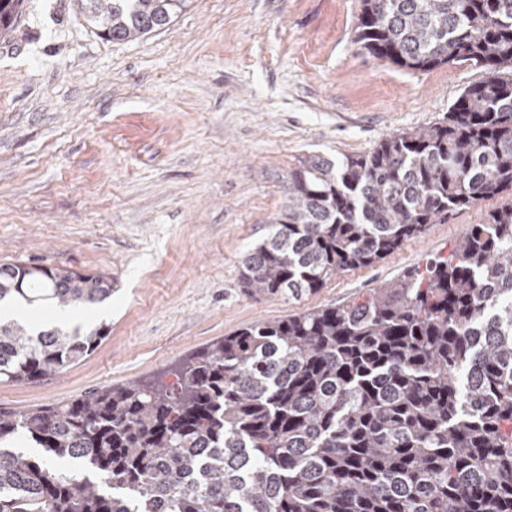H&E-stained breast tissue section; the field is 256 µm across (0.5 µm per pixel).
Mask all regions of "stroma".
I'll use <instances>...</instances> for the list:
<instances>
[{
	"label": "stroma",
	"instance_id": "35a3bbf8",
	"mask_svg": "<svg viewBox=\"0 0 512 512\" xmlns=\"http://www.w3.org/2000/svg\"><path fill=\"white\" fill-rule=\"evenodd\" d=\"M357 12L358 0H192L167 28L112 41L75 0H24L0 38V265L104 274L112 295L72 311L105 326L98 348L46 381L0 383V410L147 384L242 327L364 300L503 204L457 211L297 300L243 288L242 259L286 208L300 158L364 154L440 122L486 77L361 52Z\"/></svg>",
	"mask_w": 512,
	"mask_h": 512
}]
</instances>
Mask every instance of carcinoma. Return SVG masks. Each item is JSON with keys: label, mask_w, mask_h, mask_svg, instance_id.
<instances>
[{"label": "carcinoma", "mask_w": 512, "mask_h": 512, "mask_svg": "<svg viewBox=\"0 0 512 512\" xmlns=\"http://www.w3.org/2000/svg\"><path fill=\"white\" fill-rule=\"evenodd\" d=\"M24 0H0L5 36ZM118 40L189 0H76ZM360 49L410 71L488 72L445 120L288 174V208L243 259L259 293L298 297L370 266L431 224L512 193V0H360ZM112 296L102 276L0 266V303ZM103 328L33 334L0 321V382L91 354ZM25 436L32 457L8 449ZM72 459L79 472L56 461ZM0 512H512V200L448 256L371 291L242 327L175 381L0 410Z\"/></svg>", "instance_id": "1"}]
</instances>
